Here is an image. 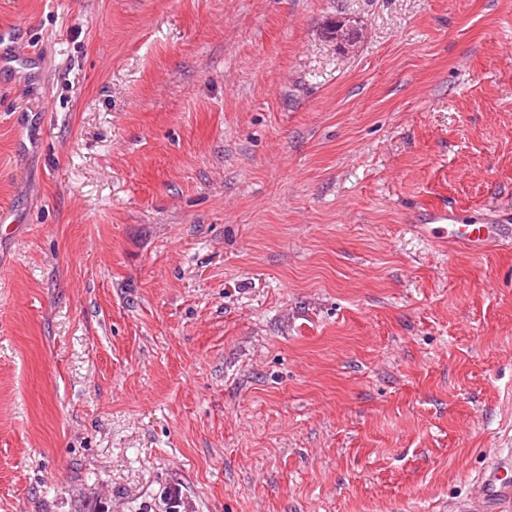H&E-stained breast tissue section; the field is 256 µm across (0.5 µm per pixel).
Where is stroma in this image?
Segmentation results:
<instances>
[{"instance_id": "35a3bbf8", "label": "stroma", "mask_w": 512, "mask_h": 512, "mask_svg": "<svg viewBox=\"0 0 512 512\" xmlns=\"http://www.w3.org/2000/svg\"><path fill=\"white\" fill-rule=\"evenodd\" d=\"M357 31L340 48L324 27ZM0 512H467L512 448V0H0ZM431 216L435 223L430 224L432 236L443 240L450 239L469 249H480L492 243L512 239L510 224H455L453 215L447 211H437ZM444 221H448V224H443Z\"/></svg>"}]
</instances>
